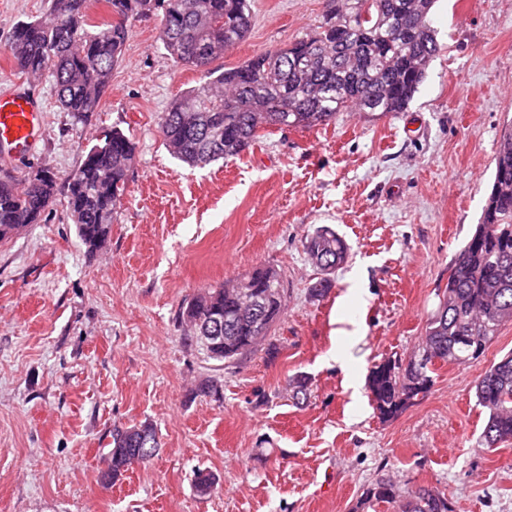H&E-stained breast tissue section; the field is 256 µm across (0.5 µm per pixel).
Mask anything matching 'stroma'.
Masks as SVG:
<instances>
[{
  "label": "stroma",
  "mask_w": 512,
  "mask_h": 512,
  "mask_svg": "<svg viewBox=\"0 0 512 512\" xmlns=\"http://www.w3.org/2000/svg\"><path fill=\"white\" fill-rule=\"evenodd\" d=\"M48 0H0V90L18 76L15 25ZM327 0H251L231 69L312 33ZM441 47L402 112H343L275 127L239 157L198 169L174 158L164 113L201 70L175 64L158 16L133 21L100 111H60L39 79L44 136L0 179L54 174L40 223L0 243V512H362L381 477L447 493L454 512H512V442L490 451L474 385L512 351L505 325L484 357L437 371L431 391L382 420L367 375L417 349L448 267L479 223L498 141L512 124V0H436ZM136 145L104 249L68 218V177L104 132ZM349 246L325 296L305 242L320 226ZM288 288L276 356L207 359L180 322L200 292L256 267ZM310 379L295 403L288 380ZM213 382L223 398L200 392ZM152 424L161 447L103 489L116 427ZM205 469L211 495L193 481Z\"/></svg>",
  "instance_id": "stroma-1"
}]
</instances>
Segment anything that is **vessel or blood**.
Masks as SVG:
<instances>
[{
	"mask_svg": "<svg viewBox=\"0 0 512 512\" xmlns=\"http://www.w3.org/2000/svg\"><path fill=\"white\" fill-rule=\"evenodd\" d=\"M42 106L34 92L16 83L0 93V155L30 151L42 132Z\"/></svg>",
	"mask_w": 512,
	"mask_h": 512,
	"instance_id": "obj_1",
	"label": "vessel or blood"
}]
</instances>
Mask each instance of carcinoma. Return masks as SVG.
<instances>
[{
	"label": "carcinoma",
	"instance_id": "obj_1",
	"mask_svg": "<svg viewBox=\"0 0 512 512\" xmlns=\"http://www.w3.org/2000/svg\"><path fill=\"white\" fill-rule=\"evenodd\" d=\"M48 11L17 23L7 51L21 74L54 77L65 112H97L112 71L129 38L130 23L161 13V41L177 64L204 71L206 80L179 95L164 113L160 131L168 151L191 167L204 168L241 155L266 126L311 129L328 125L348 109L403 112L439 51L429 15L434 0H329L313 34L285 48L260 53L229 69L210 68L248 33L249 0H49ZM104 3L112 20L89 22ZM136 147L120 129L106 132L86 153L67 183L69 218L90 254L110 239L117 204L126 190ZM491 193L480 224L448 267V285L429 317L414 359L372 368L368 388L379 415L390 419L433 386L436 358L466 364L478 360L500 329L512 324V133L503 134L494 159ZM0 180V242L37 224L56 194L53 176ZM306 254L324 278L314 296L332 286L328 276L348 258L345 241L321 226L307 238ZM258 267L248 279L261 325L236 318L245 303L237 284L208 289L187 302L182 318L190 336L209 337L207 356L232 363L252 352L282 318L283 278ZM477 405L487 420L481 438L488 449L512 441V353L489 366L475 383ZM112 431L108 481L133 463L149 461L159 448L156 429ZM389 503L396 512H453L448 496L419 487L403 495L389 481L366 489L364 503Z\"/></svg>",
	"mask_w": 512,
	"mask_h": 512
}]
</instances>
